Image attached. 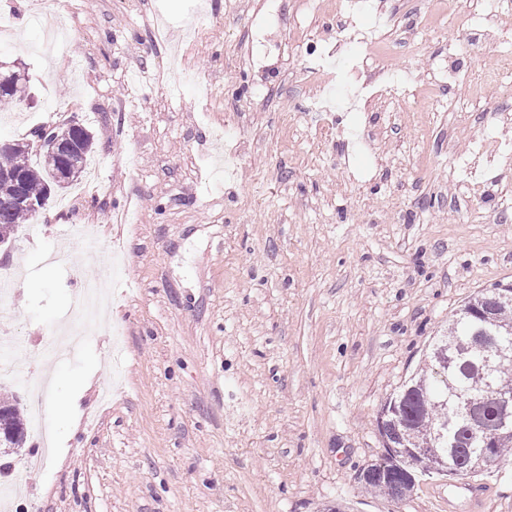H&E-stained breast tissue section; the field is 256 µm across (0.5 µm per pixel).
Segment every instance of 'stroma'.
<instances>
[{"instance_id":"35a3bbf8","label":"stroma","mask_w":512,"mask_h":512,"mask_svg":"<svg viewBox=\"0 0 512 512\" xmlns=\"http://www.w3.org/2000/svg\"><path fill=\"white\" fill-rule=\"evenodd\" d=\"M369 3L349 20L391 17L385 67L433 92L428 110L337 49L336 0L281 16L263 0H0V63L29 86L0 106V137L73 117L93 137L87 173L0 250L16 367L0 396L48 412L40 377L85 378L51 449L29 434L43 464L7 512H512V454L474 506L445 477L399 503L358 481L382 453L381 403L470 297L512 283V75L490 74L512 56V0H471L476 47L460 0ZM194 4L214 24L189 44ZM56 14L70 34L48 52ZM331 50L361 101L325 138L307 108ZM101 281L83 345L46 357Z\"/></svg>"}]
</instances>
